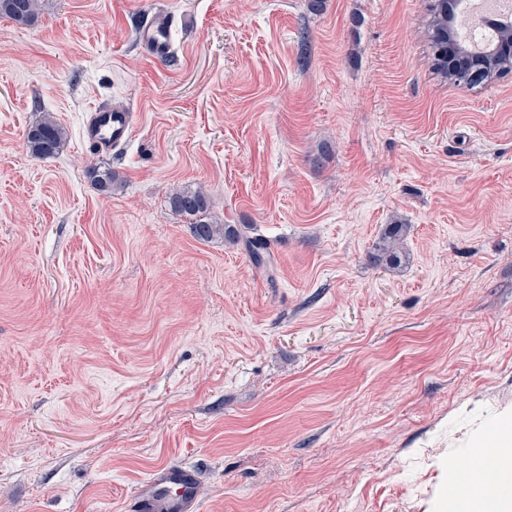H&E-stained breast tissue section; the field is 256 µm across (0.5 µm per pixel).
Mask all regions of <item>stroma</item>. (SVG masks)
Returning a JSON list of instances; mask_svg holds the SVG:
<instances>
[{"label": "stroma", "mask_w": 512, "mask_h": 512, "mask_svg": "<svg viewBox=\"0 0 512 512\" xmlns=\"http://www.w3.org/2000/svg\"><path fill=\"white\" fill-rule=\"evenodd\" d=\"M427 6L0 18V512H126L171 461L203 512H448L449 466L512 409V74L433 75ZM102 101L134 114L114 155L82 139ZM46 115L67 139L38 159ZM198 187L267 266L172 211ZM391 224L395 269L372 260ZM171 25L170 13L158 11L140 28L139 39L153 54H164L168 51ZM25 139L31 155L48 158L59 153L66 141V131L51 117H46L28 129Z\"/></svg>", "instance_id": "1"}]
</instances>
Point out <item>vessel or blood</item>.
Returning <instances> with one entry per match:
<instances>
[{
    "label": "vessel or blood",
    "mask_w": 512,
    "mask_h": 512,
    "mask_svg": "<svg viewBox=\"0 0 512 512\" xmlns=\"http://www.w3.org/2000/svg\"><path fill=\"white\" fill-rule=\"evenodd\" d=\"M172 25L170 13L156 12L139 30V39L153 54L168 50ZM133 114L127 107L94 106L82 127L84 142L99 153L123 147L131 137ZM200 472L192 467L170 464L153 470L137 489L133 512H200Z\"/></svg>",
    "instance_id": "obj_1"
}]
</instances>
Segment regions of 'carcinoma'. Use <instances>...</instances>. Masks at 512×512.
Listing matches in <instances>:
<instances>
[{
    "label": "carcinoma",
    "mask_w": 512,
    "mask_h": 512,
    "mask_svg": "<svg viewBox=\"0 0 512 512\" xmlns=\"http://www.w3.org/2000/svg\"><path fill=\"white\" fill-rule=\"evenodd\" d=\"M44 9L42 0H0V18H7L22 26L34 24ZM429 21L427 25V40L432 42L430 51L445 46L444 37L448 35V5L445 0H433L429 5ZM432 69L444 79L456 82L457 85L473 86L472 81L464 71H451L448 69V57L432 55ZM483 80L490 82L506 72L512 71V57L497 56L493 59H484ZM66 141V131L50 117L31 126L26 133V146L31 155L38 158H48L59 153ZM88 176L102 191L112 190V171L91 168ZM169 204L173 211L194 218L193 229L195 236L203 241L216 237L244 239L252 261L257 266L265 265L266 247L264 240L251 235L252 228L245 225L238 229L231 224H216L210 220V197L201 188L182 189L169 197ZM403 227L393 224L377 245V253L373 255L376 261H385L395 266L402 262L403 254L400 250V240Z\"/></svg>",
    "instance_id": "1"
}]
</instances>
